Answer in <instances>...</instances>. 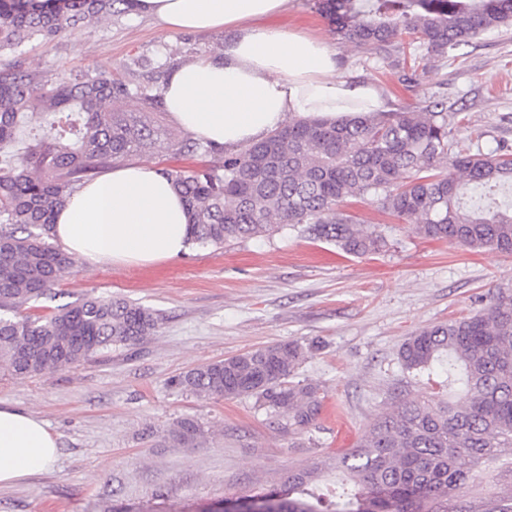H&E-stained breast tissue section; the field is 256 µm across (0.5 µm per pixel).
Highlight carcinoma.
Instances as JSON below:
<instances>
[{"label": "carcinoma", "mask_w": 512, "mask_h": 512, "mask_svg": "<svg viewBox=\"0 0 512 512\" xmlns=\"http://www.w3.org/2000/svg\"><path fill=\"white\" fill-rule=\"evenodd\" d=\"M130 0H0V370L25 378L59 369L114 346L142 341L159 328L156 310L124 298L84 297L43 313L36 303L71 262L47 242L56 210L90 178L128 157L164 153L211 156L200 168L164 169L188 206L192 241L224 243L292 226L349 255L367 256L383 236L346 208L376 201L415 224L425 238L512 255V146L484 149L461 141L464 121L428 100L393 112L334 120L298 118L234 152L161 128L147 111L117 108L130 95L110 73L51 78L25 66L24 47L78 25L112 22ZM345 41L385 52L403 41L413 63L454 61L469 43L512 27V0H316ZM42 134L22 151L32 122ZM312 346L276 343L201 365L172 384L199 396H254L288 414L298 430L318 415L312 384L289 380ZM399 362L409 373L448 375L456 400L403 398L330 462L288 476L253 495L266 512H512V291L480 311L406 337ZM171 436L195 445L204 429L192 418ZM499 463L498 490L481 501L456 492ZM350 486L332 501L317 490L323 470Z\"/></svg>", "instance_id": "cac0c4a2"}]
</instances>
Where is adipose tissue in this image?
Returning a JSON list of instances; mask_svg holds the SVG:
<instances>
[{
    "label": "adipose tissue",
    "instance_id": "obj_1",
    "mask_svg": "<svg viewBox=\"0 0 512 512\" xmlns=\"http://www.w3.org/2000/svg\"><path fill=\"white\" fill-rule=\"evenodd\" d=\"M285 0H131L167 31L224 30L217 57L184 61L168 76L165 107L182 129L232 151L288 117L382 112L369 83L346 76L337 53L305 34L259 26ZM53 233L74 264L149 266L189 252L184 198L161 171L126 163L86 182L55 215ZM57 444L47 423L0 407V486L47 471Z\"/></svg>",
    "mask_w": 512,
    "mask_h": 512
}]
</instances>
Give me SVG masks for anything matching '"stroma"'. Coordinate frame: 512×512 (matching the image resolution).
Here are the masks:
<instances>
[{
	"label": "stroma",
	"instance_id": "1",
	"mask_svg": "<svg viewBox=\"0 0 512 512\" xmlns=\"http://www.w3.org/2000/svg\"><path fill=\"white\" fill-rule=\"evenodd\" d=\"M259 24L326 42L343 72L375 85L389 110L429 96L465 116L461 138L512 145V29L483 35L458 61L416 69L402 46L379 54L341 40L313 0H286ZM223 41L220 31L172 35L125 13L66 31L25 58L55 77L111 73L131 90L123 110L139 112L177 64ZM349 210L380 226V252L350 256L287 227L221 249L196 244L152 266L72 267L51 290L56 304L116 296L157 310L161 325L137 344L64 368L25 379L0 373V406L44 420L58 445L48 472L0 488V512H202L353 447L395 397L433 396L434 382L402 370L400 344L512 290V256L424 238L371 202ZM291 341L311 348L293 382L324 393L307 430L255 398L200 397L171 384L198 366ZM183 417L198 421L206 442L169 440Z\"/></svg>",
	"mask_w": 512,
	"mask_h": 512
}]
</instances>
